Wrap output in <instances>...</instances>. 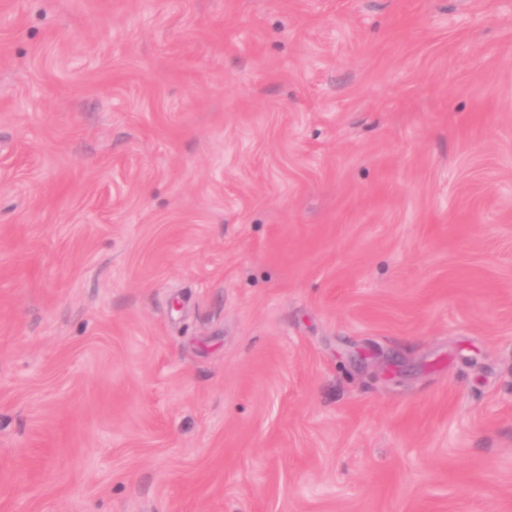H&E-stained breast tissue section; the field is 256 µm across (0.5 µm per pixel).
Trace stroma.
I'll return each instance as SVG.
<instances>
[{"instance_id": "1", "label": "stroma", "mask_w": 512, "mask_h": 512, "mask_svg": "<svg viewBox=\"0 0 512 512\" xmlns=\"http://www.w3.org/2000/svg\"><path fill=\"white\" fill-rule=\"evenodd\" d=\"M0 512H512V0H0Z\"/></svg>"}]
</instances>
